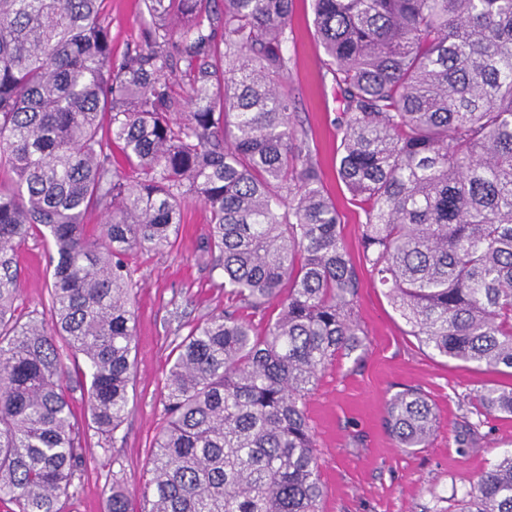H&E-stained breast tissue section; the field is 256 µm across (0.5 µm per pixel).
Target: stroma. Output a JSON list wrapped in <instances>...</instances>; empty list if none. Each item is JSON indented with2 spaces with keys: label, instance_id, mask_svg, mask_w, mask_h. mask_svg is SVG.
I'll return each mask as SVG.
<instances>
[{
  "label": "stroma",
  "instance_id": "35a3bbf8",
  "mask_svg": "<svg viewBox=\"0 0 512 512\" xmlns=\"http://www.w3.org/2000/svg\"><path fill=\"white\" fill-rule=\"evenodd\" d=\"M105 20L115 58L143 41L148 17L142 0H105ZM295 38L284 53L288 73L282 87L293 103L317 152L323 184L340 214V231L350 253H357L362 211L335 171L341 110L332 76L314 34L311 0H296ZM209 214L194 200L183 208L173 247L138 250L128 260L139 288L135 375L129 413L114 439L86 431V467L75 479L74 496L62 499V512H103L113 481L138 494L148 474L154 438L164 422V380L179 322L196 323L224 308L221 271L206 248ZM21 297L17 314L27 319L48 304V254L39 236L19 248ZM356 314L366 333L365 350L337 358L320 374L307 402L316 438L324 495L322 512H458L477 475L512 450V415L486 419L474 438L477 394L488 386L507 387L512 377L491 374L436 355L410 336L385 296L384 288L362 274ZM419 388L432 404L437 429L424 448L396 447L386 431L384 406L405 387Z\"/></svg>",
  "mask_w": 512,
  "mask_h": 512
}]
</instances>
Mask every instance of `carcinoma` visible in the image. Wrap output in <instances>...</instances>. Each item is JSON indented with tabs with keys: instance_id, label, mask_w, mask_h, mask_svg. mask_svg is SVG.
I'll use <instances>...</instances> for the list:
<instances>
[{
	"instance_id": "obj_1",
	"label": "carcinoma",
	"mask_w": 512,
	"mask_h": 512,
	"mask_svg": "<svg viewBox=\"0 0 512 512\" xmlns=\"http://www.w3.org/2000/svg\"><path fill=\"white\" fill-rule=\"evenodd\" d=\"M104 2L0 0V173L13 175L0 189V499L60 512L74 487L68 357L88 367L75 383L91 428L121 427L128 256L171 246L193 197L210 213L224 310L173 347L140 512H320L307 399L365 332L336 206L280 90L293 0H143L146 39L119 62ZM312 2L362 265L421 345L512 376V0ZM92 210L107 217L93 231ZM34 232L51 252L49 307L23 322L18 246ZM478 402L512 414V389ZM385 412L396 447H426L436 415L421 392ZM105 512H133L116 479ZM460 512H512L511 452Z\"/></svg>"
}]
</instances>
